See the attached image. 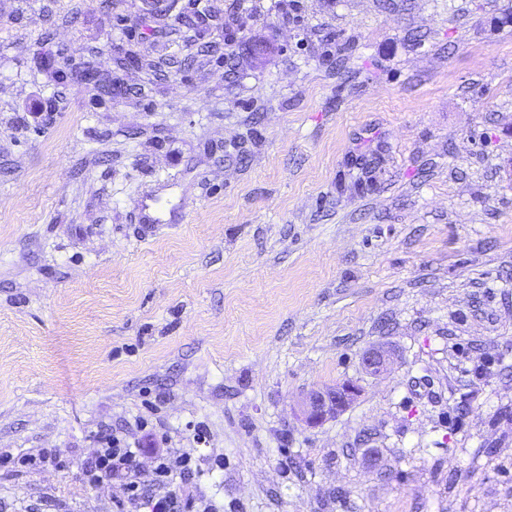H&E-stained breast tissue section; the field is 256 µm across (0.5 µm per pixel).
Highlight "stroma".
I'll return each instance as SVG.
<instances>
[{
  "instance_id": "stroma-1",
  "label": "stroma",
  "mask_w": 512,
  "mask_h": 512,
  "mask_svg": "<svg viewBox=\"0 0 512 512\" xmlns=\"http://www.w3.org/2000/svg\"><path fill=\"white\" fill-rule=\"evenodd\" d=\"M140 419L212 512H512V0H0V512ZM390 352L381 346H374L361 355L364 371L371 376H379L387 370L390 361ZM361 391L351 381L311 388L299 396L298 418L307 426L319 425L347 409ZM59 451L55 448H39L22 454L18 461L29 469H42L60 464Z\"/></svg>"
}]
</instances>
